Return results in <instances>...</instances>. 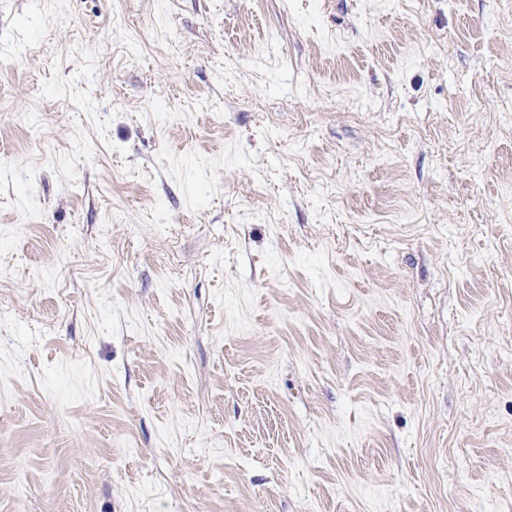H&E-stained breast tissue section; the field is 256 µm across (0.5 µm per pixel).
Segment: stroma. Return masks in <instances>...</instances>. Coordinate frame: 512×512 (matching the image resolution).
<instances>
[{
  "mask_svg": "<svg viewBox=\"0 0 512 512\" xmlns=\"http://www.w3.org/2000/svg\"><path fill=\"white\" fill-rule=\"evenodd\" d=\"M0 512H512V0H0Z\"/></svg>",
  "mask_w": 512,
  "mask_h": 512,
  "instance_id": "35a3bbf8",
  "label": "stroma"
}]
</instances>
